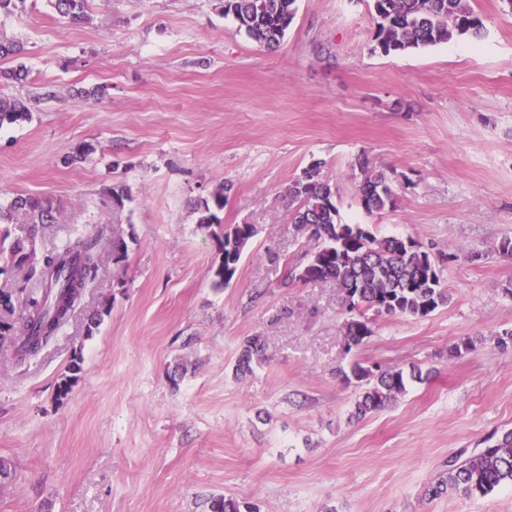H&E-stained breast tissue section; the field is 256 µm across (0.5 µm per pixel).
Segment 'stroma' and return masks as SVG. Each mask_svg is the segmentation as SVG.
Listing matches in <instances>:
<instances>
[{"mask_svg": "<svg viewBox=\"0 0 512 512\" xmlns=\"http://www.w3.org/2000/svg\"><path fill=\"white\" fill-rule=\"evenodd\" d=\"M471 5L484 38L390 54L374 48L372 0H297L273 51L224 0H90L75 24L26 0L0 16L28 71L0 94L30 112L0 126V206L32 195L58 208L0 236L34 231L41 255L85 233L100 256L36 357L17 363L0 344V512H207L213 494L261 512H512L511 486L428 494L450 461L512 430V257L498 251L512 239V14ZM316 162L341 223L419 243L447 304L366 312L372 334L348 348L339 289L288 278L317 246L288 204ZM368 171L386 175L394 206L362 207ZM221 191L222 224L257 229L223 287L221 240L194 208ZM251 336L265 360L244 376ZM356 363L423 377L358 419ZM265 348L262 339L258 336H252L246 339L239 360L236 371L242 374L252 373V362L254 359L260 361L264 359Z\"/></svg>", "mask_w": 512, "mask_h": 512, "instance_id": "1", "label": "stroma"}]
</instances>
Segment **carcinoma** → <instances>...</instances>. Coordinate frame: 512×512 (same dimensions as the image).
I'll list each match as a JSON object with an SVG mask.
<instances>
[{
  "label": "carcinoma",
  "mask_w": 512,
  "mask_h": 512,
  "mask_svg": "<svg viewBox=\"0 0 512 512\" xmlns=\"http://www.w3.org/2000/svg\"><path fill=\"white\" fill-rule=\"evenodd\" d=\"M55 10L67 21L82 19L87 0H52ZM297 0H224V14L230 15L238 28L269 50L276 49L291 25ZM377 17L374 37L381 52H404L443 43L453 36L479 38L484 23L476 15L469 0H373ZM29 112L20 101L0 94V126L27 120ZM363 208L368 212L393 205L392 190L386 177L367 174L359 185ZM291 203L296 205L292 222L310 231L319 245L306 265L290 272L289 278L303 282L331 281L343 296L347 312L359 307L377 314L425 317L448 302L441 271L429 252L417 242L397 237H376L362 224L338 222V209L331 186L320 179V164L305 169L290 188ZM224 193L212 201L196 205L201 213L199 223H219L215 210L224 209ZM56 204L50 198L16 197L0 207V223H10L18 213L32 225L54 220ZM35 229L24 237L0 238V254L9 263L28 266L29 276L39 280L42 294L26 299V315L5 331L16 336L19 363L37 355L56 336L67 321L60 307L71 312L84 290L97 278L99 253L95 238L79 234L66 240L58 249L36 256ZM257 230L251 224H235L224 230L223 260L214 272L216 284L227 285L236 274L248 243ZM364 316L352 317L345 323L348 347H357L371 336ZM262 339H246L237 370L252 372V362L264 359ZM71 375L59 385V395L69 393L81 371V356L76 354L69 365ZM352 376L365 383L356 415L380 411L406 391L408 376L402 370L373 371L359 364ZM512 484V431L488 439L487 445L460 463L451 461L448 471L432 487L430 494L439 496L454 492L466 498L484 497L496 488ZM209 512H260L253 503L213 496Z\"/></svg>",
  "instance_id": "1"
}]
</instances>
